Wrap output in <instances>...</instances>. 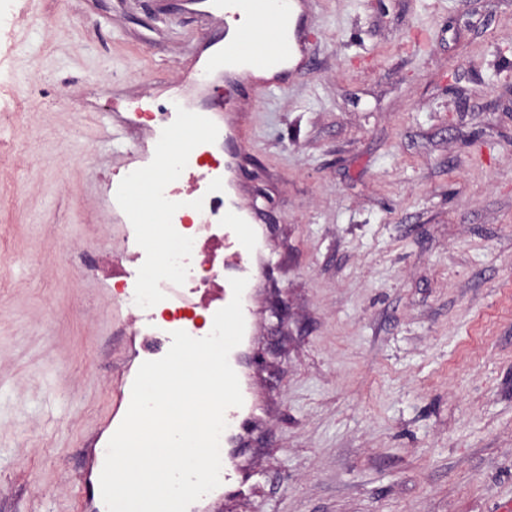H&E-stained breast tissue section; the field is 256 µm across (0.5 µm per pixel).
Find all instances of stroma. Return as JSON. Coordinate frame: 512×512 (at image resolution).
I'll return each mask as SVG.
<instances>
[{
    "label": "stroma",
    "mask_w": 512,
    "mask_h": 512,
    "mask_svg": "<svg viewBox=\"0 0 512 512\" xmlns=\"http://www.w3.org/2000/svg\"><path fill=\"white\" fill-rule=\"evenodd\" d=\"M306 57L235 94L262 424L228 512L512 503V0H311ZM218 31L182 0H0V512H75L128 318L100 229L114 112ZM288 305L276 336L273 308ZM81 263L96 277L103 279L110 284L113 282V262L112 251H87L85 249L78 252Z\"/></svg>",
    "instance_id": "1"
}]
</instances>
